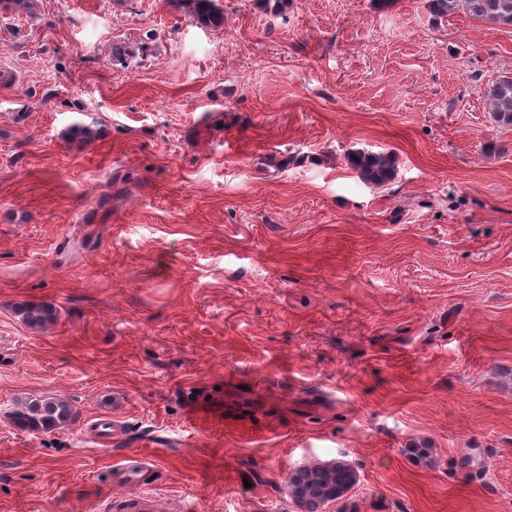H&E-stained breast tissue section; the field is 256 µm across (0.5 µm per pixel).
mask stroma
<instances>
[{
	"mask_svg": "<svg viewBox=\"0 0 512 512\" xmlns=\"http://www.w3.org/2000/svg\"><path fill=\"white\" fill-rule=\"evenodd\" d=\"M215 4L217 28L183 0H0V512H295L291 471L331 459L358 481L329 512H512V127L484 97L512 27ZM53 395L75 423L14 425ZM347 160L360 179L374 187L386 185L395 175V162L389 154L357 151L349 154ZM17 316L29 327L44 328L58 318L56 307L47 302H22L15 307Z\"/></svg>",
	"mask_w": 512,
	"mask_h": 512,
	"instance_id": "stroma-1",
	"label": "stroma"
}]
</instances>
